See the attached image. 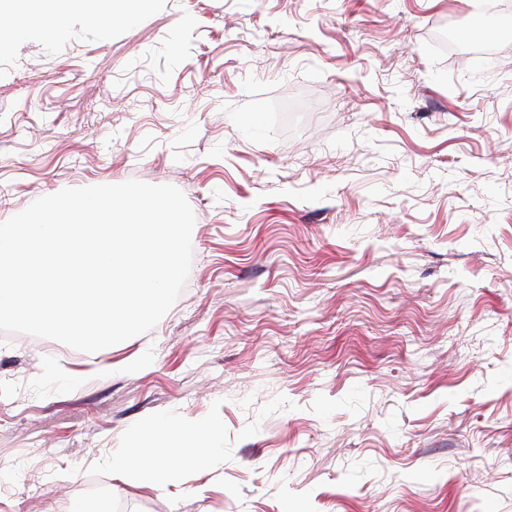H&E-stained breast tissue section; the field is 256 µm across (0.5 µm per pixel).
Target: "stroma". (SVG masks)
Segmentation results:
<instances>
[{"label": "stroma", "mask_w": 512, "mask_h": 512, "mask_svg": "<svg viewBox=\"0 0 512 512\" xmlns=\"http://www.w3.org/2000/svg\"><path fill=\"white\" fill-rule=\"evenodd\" d=\"M476 7L144 0L0 56V222L128 180L195 214L109 372L61 389L84 354L0 340V512H512V34ZM168 413L218 419V470L114 481Z\"/></svg>", "instance_id": "obj_1"}]
</instances>
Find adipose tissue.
<instances>
[{"mask_svg": "<svg viewBox=\"0 0 512 512\" xmlns=\"http://www.w3.org/2000/svg\"><path fill=\"white\" fill-rule=\"evenodd\" d=\"M143 0H54L51 9L22 7L18 0H0V55L17 41L38 34L57 41L70 33L73 17L91 25L137 19ZM219 424L212 420L186 423L175 415L158 417L136 430L128 447L108 460L114 480L164 490L183 476L212 467L222 456Z\"/></svg>", "mask_w": 512, "mask_h": 512, "instance_id": "obj_1", "label": "adipose tissue"}]
</instances>
